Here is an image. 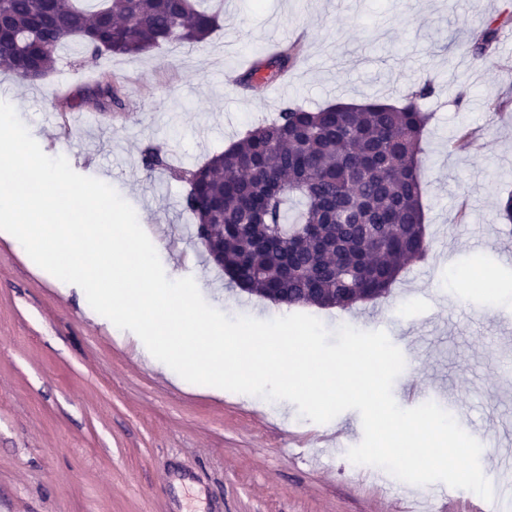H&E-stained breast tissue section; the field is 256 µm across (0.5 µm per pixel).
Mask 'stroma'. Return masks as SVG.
I'll list each match as a JSON object with an SVG mask.
<instances>
[{"instance_id":"1","label":"stroma","mask_w":512,"mask_h":512,"mask_svg":"<svg viewBox=\"0 0 512 512\" xmlns=\"http://www.w3.org/2000/svg\"><path fill=\"white\" fill-rule=\"evenodd\" d=\"M499 41L476 57L470 43L489 19ZM300 42L282 81L242 88L235 80L273 45ZM120 83L124 109L79 100L100 73ZM430 78L422 100L428 253L410 263L387 297L348 309L307 308L328 331H385L407 364L392 386L447 390L466 413L460 426L482 445L481 468L512 512L499 465L512 459V229L499 203L512 192V0H224L211 37L137 56L84 64L76 44L57 69L30 84L0 71L10 103L45 154L78 174L106 179L144 215L170 279L193 277L204 300L229 317L259 320L293 309L241 291L207 260L183 208L182 170L204 163L289 103L311 109L345 99H401ZM504 107L492 111L494 102ZM477 134L454 147L460 127ZM163 147L166 167L139 163ZM495 272L503 294L488 301L473 271ZM351 445L363 438L358 411L322 425L295 404L234 392L218 397L176 385L135 356L131 331L86 317L0 239V512H400L446 493L384 474L343 448L319 446L324 428Z\"/></svg>"}]
</instances>
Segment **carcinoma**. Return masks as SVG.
Masks as SVG:
<instances>
[{"mask_svg": "<svg viewBox=\"0 0 512 512\" xmlns=\"http://www.w3.org/2000/svg\"><path fill=\"white\" fill-rule=\"evenodd\" d=\"M0 0V68L35 83L53 73L57 50L76 40L84 62L166 44L198 45L219 27L207 0ZM500 26L472 42L485 56ZM300 55L290 45L239 77L247 88L276 81ZM429 84L391 106H286L271 120L186 171L184 210L195 237L231 283L274 303L347 309L385 297L405 264L426 256L420 175ZM101 109L122 105L112 79L94 91ZM143 167L163 165L160 147Z\"/></svg>", "mask_w": 512, "mask_h": 512, "instance_id": "1", "label": "carcinoma"}]
</instances>
